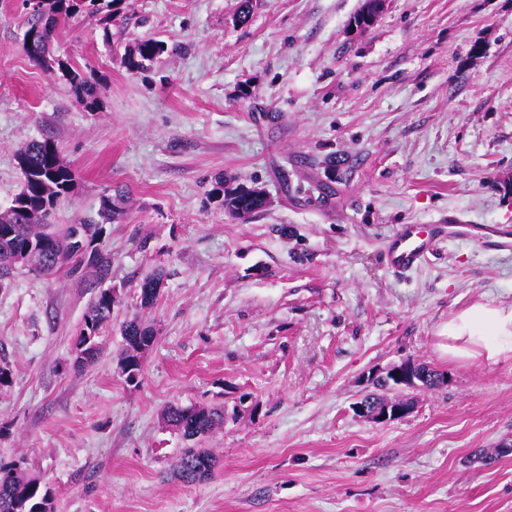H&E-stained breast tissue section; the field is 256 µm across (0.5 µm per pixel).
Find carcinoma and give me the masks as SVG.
I'll list each match as a JSON object with an SVG mask.
<instances>
[{"label":"carcinoma","mask_w":512,"mask_h":512,"mask_svg":"<svg viewBox=\"0 0 512 512\" xmlns=\"http://www.w3.org/2000/svg\"><path fill=\"white\" fill-rule=\"evenodd\" d=\"M117 0H44L43 9L31 16L23 36L28 57L46 69H58L75 96L93 112L99 106L96 81L82 70L55 57L50 43L56 30L77 17H88L102 26L104 37L111 35L114 5ZM164 52L162 42L153 38L141 40L122 57L124 67L133 72L144 70L147 63ZM22 181L20 191L11 205L0 209V288L11 283L15 270L26 268L39 275L51 277L64 270L70 275L90 274L102 280L108 273L111 257L103 244L95 241L104 234V225L119 214L118 201L122 191L101 197L98 220L84 224H51L50 216L58 203L68 197L75 185V175L60 158L54 142L33 140L18 154ZM242 185L220 177L212 194L222 199L229 212L239 208ZM161 273L145 276L140 283V306L153 307L160 295ZM115 300L112 291L103 290L91 302L84 324L74 342L75 367L94 363L101 351L100 330L112 314ZM127 336L121 362L136 361L142 350L151 346L153 328L133 319L125 323ZM168 425L183 439L193 440L209 434L224 424V410L170 406L166 413ZM216 458L197 448H184L173 464V473L182 482L192 484L207 479ZM0 512H54L50 488L29 476L20 463L0 462Z\"/></svg>","instance_id":"obj_1"}]
</instances>
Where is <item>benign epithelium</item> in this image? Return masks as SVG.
<instances>
[{
  "label": "benign epithelium",
  "mask_w": 512,
  "mask_h": 512,
  "mask_svg": "<svg viewBox=\"0 0 512 512\" xmlns=\"http://www.w3.org/2000/svg\"><path fill=\"white\" fill-rule=\"evenodd\" d=\"M365 382L371 386L385 382L390 387V391L394 392V396L382 402L364 397L354 406L358 415L373 423L382 424L402 418L411 412L413 401L401 394V391L423 388L428 382V375L418 370L415 363L403 362L368 373Z\"/></svg>",
  "instance_id": "1"
}]
</instances>
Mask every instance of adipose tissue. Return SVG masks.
Returning a JSON list of instances; mask_svg holds the SVG:
<instances>
[{
	"instance_id": "obj_1",
	"label": "adipose tissue",
	"mask_w": 512,
	"mask_h": 512,
	"mask_svg": "<svg viewBox=\"0 0 512 512\" xmlns=\"http://www.w3.org/2000/svg\"><path fill=\"white\" fill-rule=\"evenodd\" d=\"M448 356L490 362L512 355V305L472 306L448 321Z\"/></svg>"
}]
</instances>
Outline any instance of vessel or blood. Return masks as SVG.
Segmentation results:
<instances>
[{
	"mask_svg": "<svg viewBox=\"0 0 512 512\" xmlns=\"http://www.w3.org/2000/svg\"><path fill=\"white\" fill-rule=\"evenodd\" d=\"M468 238L499 252L512 254V227L505 224H472L449 217L440 224H402L387 241L386 262L393 271L405 272L424 264L442 239Z\"/></svg>",
	"mask_w": 512,
	"mask_h": 512,
	"instance_id": "obj_1",
	"label": "vessel or blood"
}]
</instances>
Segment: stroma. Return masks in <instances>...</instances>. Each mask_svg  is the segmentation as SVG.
Segmentation results:
<instances>
[{"label":"stroma","mask_w":512,"mask_h":512,"mask_svg":"<svg viewBox=\"0 0 512 512\" xmlns=\"http://www.w3.org/2000/svg\"><path fill=\"white\" fill-rule=\"evenodd\" d=\"M363 3L256 0L242 24L239 0H120L111 39L82 18L52 44L96 80L90 112L26 55L21 0H0V208L19 150L44 138L75 172L54 223L127 196L106 280L21 269L0 288V460L46 484L55 512H512V357L441 351L451 316L512 305V255L447 240L403 275L384 260L401 224L512 225V0H387L357 34ZM145 38L164 53L127 71ZM221 177L269 205L225 213ZM105 289L102 353L74 368ZM136 316L156 340L131 382L121 327ZM407 359L446 384L404 418L358 416L364 375ZM171 403L227 413L202 442L218 460L206 480L170 475L185 445ZM162 275L160 272L145 276L140 283V305L142 308H152L160 295Z\"/></svg>","instance_id":"obj_1"}]
</instances>
